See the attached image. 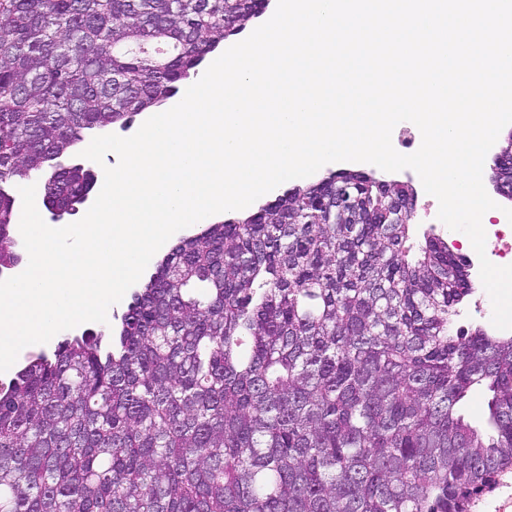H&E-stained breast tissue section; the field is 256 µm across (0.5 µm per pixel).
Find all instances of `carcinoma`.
<instances>
[{"instance_id":"obj_1","label":"carcinoma","mask_w":512,"mask_h":512,"mask_svg":"<svg viewBox=\"0 0 512 512\" xmlns=\"http://www.w3.org/2000/svg\"><path fill=\"white\" fill-rule=\"evenodd\" d=\"M268 2L0 0V267L10 185L49 167L80 205L83 132L177 95ZM394 197L352 169L288 189L180 239L118 327L29 357L0 384V512H469L512 467V336L454 329L471 265L409 244ZM488 393L482 388L473 390L462 404L461 411L472 423L481 424L487 415Z\"/></svg>"}]
</instances>
